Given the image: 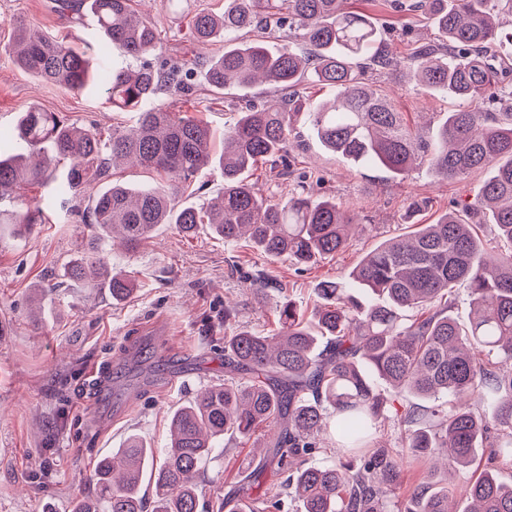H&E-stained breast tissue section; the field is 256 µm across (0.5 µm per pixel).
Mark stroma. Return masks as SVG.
<instances>
[{
  "mask_svg": "<svg viewBox=\"0 0 512 512\" xmlns=\"http://www.w3.org/2000/svg\"><path fill=\"white\" fill-rule=\"evenodd\" d=\"M350 5L376 21L394 54H406L414 43L435 36L427 20L404 21L387 0H350ZM135 7L161 33V48L147 57L157 67L192 58L197 47L189 38L191 14L200 8L223 10L224 0H183L176 11L162 0H136ZM20 19L99 52L102 66L129 63L118 48L103 47L89 12L62 15L54 0H0V132L11 130L19 112L34 104L85 128L131 124V113L112 110L99 85L73 93L18 68L9 47ZM366 77L411 122L437 124L460 107L459 101L430 95L395 73L370 71ZM191 82L193 94L178 98L164 90L158 102H176L223 135L234 118L230 103L205 85L200 74H193ZM292 161L295 173H319L314 196L334 199L359 221L343 252L304 271L286 260L264 259L245 241L227 244L205 229L185 238L165 224L135 251L107 246L111 267L133 272L138 282L133 294L113 302L108 289L92 290L64 278L68 261L89 237L79 220L88 204L85 191L51 212L50 223L37 225L32 234L0 236V323L6 327L0 337V512H42L47 502L65 512L76 495L93 493L89 477L97 460L121 447L129 434L166 447L171 411L199 390L224 381L225 328L271 334L281 301L289 299L311 311L318 282L347 279L380 242L461 208L483 181L479 174L441 181L423 164L396 178L382 168L352 165L311 138ZM415 199L420 208L407 216L406 207ZM258 270L275 286L255 294L246 277ZM37 289L43 313L36 328L29 317V297ZM228 306L236 313L229 325L224 322ZM376 387L391 402L380 439L401 454L404 439L397 419L415 399L381 380ZM247 451L238 441L225 440L223 454L205 467L204 502L238 480Z\"/></svg>",
  "mask_w": 512,
  "mask_h": 512,
  "instance_id": "35a3bbf8",
  "label": "stroma"
}]
</instances>
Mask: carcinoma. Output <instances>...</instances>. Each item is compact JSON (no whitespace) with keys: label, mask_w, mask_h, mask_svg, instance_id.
I'll list each match as a JSON object with an SVG mask.
<instances>
[{"label":"carcinoma","mask_w":512,"mask_h":512,"mask_svg":"<svg viewBox=\"0 0 512 512\" xmlns=\"http://www.w3.org/2000/svg\"><path fill=\"white\" fill-rule=\"evenodd\" d=\"M83 2L101 35L125 56L137 60L159 48L157 28L135 0ZM388 2L402 17H425L437 33L436 42L413 47L407 58L414 83L430 94L491 103L496 111L457 109L434 139H423L364 81L369 69L396 71L400 63L371 17L347 8V0H224L223 13L202 11L191 21L201 46L224 37L223 54L162 69L114 66L110 73L94 72L92 57L70 42L16 23L12 54L20 69L74 92L98 80L112 109L134 112L136 121L104 134L29 107L9 144H0V198L49 186L69 196L106 182L117 167L159 176L153 187L107 182L82 214L92 234L64 276L107 288L115 301L137 283L107 265L102 243L117 238L132 251L161 224L184 236L205 225L226 243L245 239L266 258H287L300 270L345 249L353 215L333 199L313 196L312 175L303 173L284 201L250 181L263 165L290 174L291 151L306 130L325 150L396 176L419 159L440 180L488 172L463 211L380 243L347 283L321 281L311 318L288 300L279 305L274 335L241 330L224 337V384L173 410L167 447L131 436L100 458L90 477L94 494L75 497L67 512H201L200 479L224 435L248 441L272 424L277 431L265 433L258 464L218 499L217 512H278L280 500L259 494L271 468L286 475L283 487L300 512H458L446 482L403 489L392 455L375 437L388 412L376 379L432 402L398 419L403 451L428 474H436L441 459L448 471L468 468L475 450L487 449L493 468L460 488L464 512H512V474L507 481L499 476L503 467L512 469V251L494 256L477 234L487 216L512 243V0ZM258 27L286 28L307 51L250 38ZM195 66L205 68L215 90L274 89L263 104L235 107L219 151L207 124L173 104L155 103L163 87L189 94ZM305 79L333 88L335 96L310 98L300 88ZM213 164L224 175V191L199 207L179 203V193ZM21 203L0 210V224L12 225L17 236L46 221L42 199ZM460 284L470 288L473 307L465 330L448 314ZM329 427L347 459L338 466L308 463Z\"/></svg>","instance_id":"1"}]
</instances>
